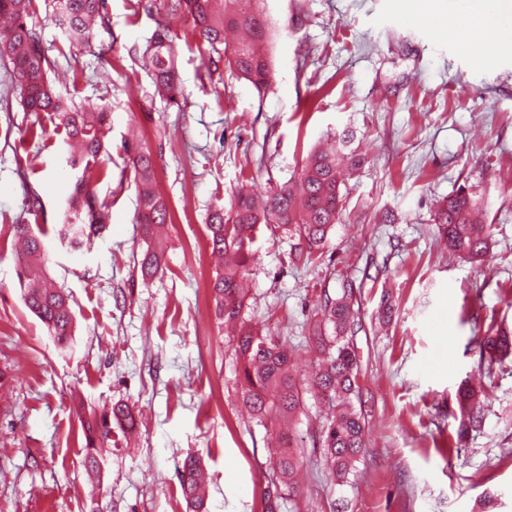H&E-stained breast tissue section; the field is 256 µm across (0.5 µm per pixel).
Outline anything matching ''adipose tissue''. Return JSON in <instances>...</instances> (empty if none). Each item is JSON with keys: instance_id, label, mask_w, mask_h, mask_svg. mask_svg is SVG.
Wrapping results in <instances>:
<instances>
[{"instance_id": "1", "label": "adipose tissue", "mask_w": 512, "mask_h": 512, "mask_svg": "<svg viewBox=\"0 0 512 512\" xmlns=\"http://www.w3.org/2000/svg\"><path fill=\"white\" fill-rule=\"evenodd\" d=\"M445 32L475 61H482L493 40L512 35V0H480L469 16L448 17Z\"/></svg>"}]
</instances>
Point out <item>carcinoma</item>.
Wrapping results in <instances>:
<instances>
[{
  "mask_svg": "<svg viewBox=\"0 0 512 512\" xmlns=\"http://www.w3.org/2000/svg\"><path fill=\"white\" fill-rule=\"evenodd\" d=\"M27 2L0 0V15L13 18L11 24L0 26V55L12 61L24 110L50 113L65 131V162L72 184L55 233L61 246L78 253L109 221V207L98 199L92 184L103 174L100 160L110 113L102 107L77 106L54 91L41 34L26 20ZM262 4L263 0H225L223 4L219 0H184L205 52L224 53V66L258 90L268 85L272 63L268 50L270 21ZM101 5L102 0H54L55 25L69 44L89 40L90 24L99 16ZM173 56L172 39L159 32L149 49V59L158 92L171 101L180 93ZM351 140L352 135L345 130L337 145H318L306 157L298 178L282 184L266 201H257L242 188L229 207L218 205L207 218L211 253L223 259L211 281L212 296L224 322L238 326L234 354L240 364V400L256 422L280 427L304 407L307 394L319 398L329 410L319 425V461L339 485L348 482L366 448L365 422L354 403L361 388L353 343L357 322L352 296L346 290L340 297L328 296L317 304L318 320L309 340L318 353V365L314 377L305 379L291 368L287 341L256 331L248 323L244 281L254 261L249 243L263 225L277 226L297 239L294 259L299 262L308 264L319 257L343 208L342 186L362 163L360 155L350 148ZM131 163L138 177L136 221L148 234L168 223L169 208L155 188L151 151L136 149ZM482 211L483 203L462 188L448 197L435 217L448 249L475 262L489 254L492 241L491 226L481 219ZM13 234L23 242L18 271L23 301L54 340L66 345L75 328L72 300L54 279L32 268V261L44 254V241L30 224L14 225ZM479 346L483 360L491 366L512 353V336L490 327ZM481 396L482 391L469 385L459 390L458 435L481 428ZM132 421V410L123 403L113 404L98 417L81 420L87 441L84 465L89 473H97L103 453L112 452L97 447V441L112 440V425L125 429ZM277 438L280 450L269 459L264 475L265 512H279L284 493H298V475L309 463L293 433L280 429ZM178 479L190 512H207L200 493L199 462L192 457L185 459Z\"/></svg>",
  "mask_w": 512,
  "mask_h": 512,
  "instance_id": "obj_1",
  "label": "carcinoma"
}]
</instances>
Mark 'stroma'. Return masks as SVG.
Masks as SVG:
<instances>
[{
    "label": "stroma",
    "instance_id": "obj_1",
    "mask_svg": "<svg viewBox=\"0 0 512 512\" xmlns=\"http://www.w3.org/2000/svg\"><path fill=\"white\" fill-rule=\"evenodd\" d=\"M281 30L259 91L212 69L182 0H103L88 44L72 47L47 0H32L54 89L111 114L99 197L110 222L79 254L54 236L69 171L65 134L26 112L0 56V512H186L178 470L200 459L208 512H263L267 432L238 399V364L215 313L209 209L239 187L272 193L308 152L352 130L365 162L311 264L281 229L252 244L247 318L288 340L299 375L320 293L352 286L367 448L348 484L310 462L281 512H512V356L483 363L472 338L512 330V45L475 63L398 0H266ZM173 40L181 93L157 95L141 56ZM139 147L167 200L161 264L142 276L149 241L134 219ZM466 187L493 226L477 264L450 253L434 217ZM36 191L42 202L32 213ZM40 225L44 268L74 301L75 335L56 345L24 305L12 227ZM390 300L392 317L379 326ZM487 372L483 424L461 447L457 390ZM116 402L134 429L112 430L91 491L82 418Z\"/></svg>",
    "mask_w": 512,
    "mask_h": 512
}]
</instances>
